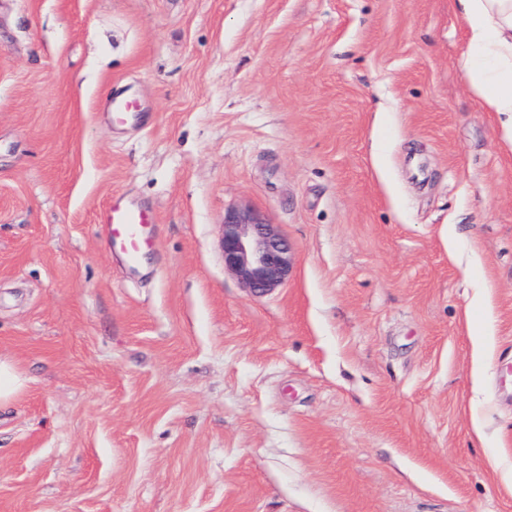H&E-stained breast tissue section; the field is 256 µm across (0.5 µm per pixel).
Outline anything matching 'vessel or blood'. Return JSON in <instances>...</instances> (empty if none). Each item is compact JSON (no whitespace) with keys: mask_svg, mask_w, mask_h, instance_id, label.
<instances>
[{"mask_svg":"<svg viewBox=\"0 0 512 512\" xmlns=\"http://www.w3.org/2000/svg\"><path fill=\"white\" fill-rule=\"evenodd\" d=\"M139 104L135 97L116 96L112 99V121L125 124L137 115ZM105 228L108 247L124 260L129 272H137L140 260L153 247V227L158 222L156 212L123 195H112L98 214Z\"/></svg>","mask_w":512,"mask_h":512,"instance_id":"b4317fda","label":"vessel or blood"}]
</instances>
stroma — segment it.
Returning <instances> with one entry per match:
<instances>
[{"mask_svg": "<svg viewBox=\"0 0 512 512\" xmlns=\"http://www.w3.org/2000/svg\"><path fill=\"white\" fill-rule=\"evenodd\" d=\"M465 34L451 0H0V512H512V151ZM115 193L159 216L132 278ZM243 209L294 247L261 296ZM139 104L133 96H113L112 97V122L126 124L139 112ZM221 246L225 269L238 275L244 288L264 294L288 277L293 247L286 237L249 211L224 215ZM480 336H486L482 338H478L474 341L473 344V368H472V375L474 382H479L482 376V370H483V364L485 357L489 353L491 349V341L488 336H493L492 331L490 328H488L484 334ZM26 382L11 362L0 360V402L12 399Z\"/></svg>", "mask_w": 512, "mask_h": 512, "instance_id": "obj_1", "label": "stroma"}]
</instances>
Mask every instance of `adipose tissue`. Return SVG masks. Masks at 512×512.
<instances>
[{
  "instance_id": "ef3b65f1",
  "label": "adipose tissue",
  "mask_w": 512,
  "mask_h": 512,
  "mask_svg": "<svg viewBox=\"0 0 512 512\" xmlns=\"http://www.w3.org/2000/svg\"><path fill=\"white\" fill-rule=\"evenodd\" d=\"M466 25L462 51L471 90L499 118L512 150V0H453Z\"/></svg>"
}]
</instances>
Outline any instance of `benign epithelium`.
Returning a JSON list of instances; mask_svg holds the SVG:
<instances>
[{
    "instance_id": "1",
    "label": "benign epithelium",
    "mask_w": 512,
    "mask_h": 512,
    "mask_svg": "<svg viewBox=\"0 0 512 512\" xmlns=\"http://www.w3.org/2000/svg\"><path fill=\"white\" fill-rule=\"evenodd\" d=\"M221 246L224 268L238 275L253 294H264L288 277L293 247L286 237L249 211L224 215Z\"/></svg>"
}]
</instances>
